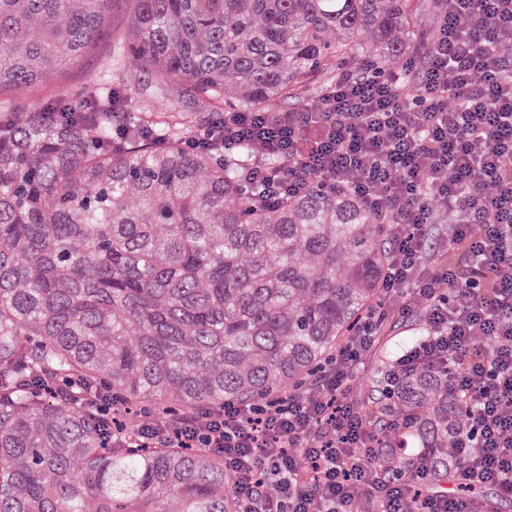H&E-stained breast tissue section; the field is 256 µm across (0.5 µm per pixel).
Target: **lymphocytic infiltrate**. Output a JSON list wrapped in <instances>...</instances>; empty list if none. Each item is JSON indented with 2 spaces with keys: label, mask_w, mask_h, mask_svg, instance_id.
Wrapping results in <instances>:
<instances>
[{
  "label": "lymphocytic infiltrate",
  "mask_w": 512,
  "mask_h": 512,
  "mask_svg": "<svg viewBox=\"0 0 512 512\" xmlns=\"http://www.w3.org/2000/svg\"><path fill=\"white\" fill-rule=\"evenodd\" d=\"M310 123L330 136L304 157L293 143ZM244 143L254 151L245 179L268 199L311 181L348 186L385 227L383 293L402 298L403 313L421 310L429 329L397 354L386 386L424 369L446 377L469 419L448 451L450 487L435 490L422 461L401 474L382 467L374 424L341 398L381 315L297 394L183 414L141 408L136 446L223 453L240 512H495L472 492L512 497V0H446L402 71L364 62L300 110L228 112L185 146L228 155ZM441 214L453 231L437 247ZM35 388L87 407L122 442L110 389L69 377Z\"/></svg>",
  "instance_id": "f902f5d3"
}]
</instances>
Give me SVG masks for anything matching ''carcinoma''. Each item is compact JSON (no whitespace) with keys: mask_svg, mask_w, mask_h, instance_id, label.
I'll return each instance as SVG.
<instances>
[{"mask_svg":"<svg viewBox=\"0 0 512 512\" xmlns=\"http://www.w3.org/2000/svg\"><path fill=\"white\" fill-rule=\"evenodd\" d=\"M115 0H0V95L82 59ZM443 0H137L132 63L206 105L277 112L363 60L385 70ZM112 97L45 121L0 116V512H238L224 455L122 448L87 409L17 384L99 381L128 405L192 411L297 391L383 294L389 239L347 188L313 182L273 205L244 180L251 152L220 161L181 141L193 118L147 103L112 141ZM149 130L166 144L141 136ZM325 127L305 126L314 154ZM367 411L393 471L425 448L440 485L465 413L430 371Z\"/></svg>","mask_w":512,"mask_h":512,"instance_id":"cac0c4a2","label":"carcinoma"}]
</instances>
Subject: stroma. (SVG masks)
I'll return each instance as SVG.
<instances>
[{
	"mask_svg": "<svg viewBox=\"0 0 512 512\" xmlns=\"http://www.w3.org/2000/svg\"><path fill=\"white\" fill-rule=\"evenodd\" d=\"M135 14V0H117L109 19V35L104 41L80 62L48 83L35 87H17L1 96L0 113L18 107L36 110L43 102L51 99L65 97L79 100L93 92L104 94L115 90L123 97L120 109L126 113L135 112L139 102L145 99L155 102L163 112H193L205 124L215 119L216 114L211 107L201 104L180 85L131 64L127 46ZM390 309V319L395 326L364 355L362 368L344 393L346 401L362 403L371 388V374L378 356L388 345L409 338L424 321L423 313L418 311L408 316L402 315L399 301H392Z\"/></svg>",
	"mask_w": 512,
	"mask_h": 512,
	"instance_id": "stroma-1",
	"label": "stroma"
}]
</instances>
